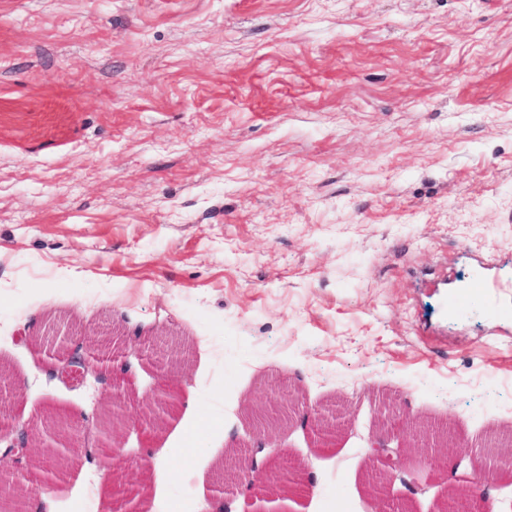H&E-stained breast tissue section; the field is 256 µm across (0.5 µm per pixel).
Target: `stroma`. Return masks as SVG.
<instances>
[{
    "instance_id": "obj_1",
    "label": "stroma",
    "mask_w": 512,
    "mask_h": 512,
    "mask_svg": "<svg viewBox=\"0 0 512 512\" xmlns=\"http://www.w3.org/2000/svg\"><path fill=\"white\" fill-rule=\"evenodd\" d=\"M59 314L111 337L129 406L161 379L125 336L190 361L160 429L68 461L55 512H108L129 465L150 512H202L282 389L353 411L334 447L274 438L295 512H367L378 406L456 463L512 433V0H0V364L18 427L57 408L88 444L97 389L25 340ZM424 456L387 486L409 512L455 483Z\"/></svg>"
}]
</instances>
